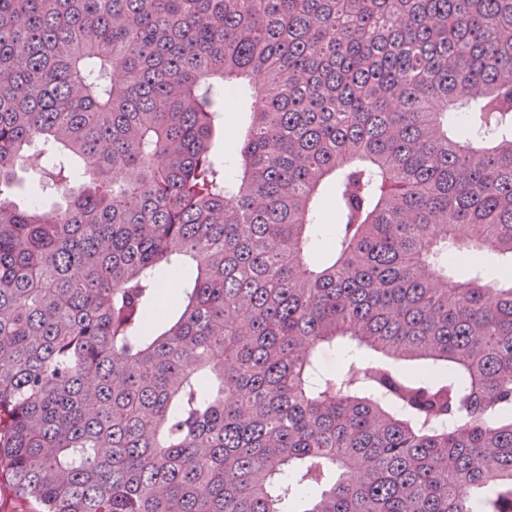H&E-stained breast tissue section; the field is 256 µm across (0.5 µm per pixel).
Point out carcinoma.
Listing matches in <instances>:
<instances>
[{
	"label": "carcinoma",
	"mask_w": 512,
	"mask_h": 512,
	"mask_svg": "<svg viewBox=\"0 0 512 512\" xmlns=\"http://www.w3.org/2000/svg\"><path fill=\"white\" fill-rule=\"evenodd\" d=\"M43 156L64 203L21 206ZM450 249L512 269V0H0V481L33 512H512V276ZM244 111L243 102H237V108L235 110V104L231 98L224 99V112L221 114V119L216 123L215 129V142H214V151L215 153L224 159L225 152H229L235 148L239 139H240V131L243 128L247 113ZM233 125L237 129L238 138L234 142L227 143L225 140V126ZM343 346L341 343L323 344L316 350V359L320 370L324 373L336 371L343 356Z\"/></svg>",
	"instance_id": "carcinoma-1"
}]
</instances>
